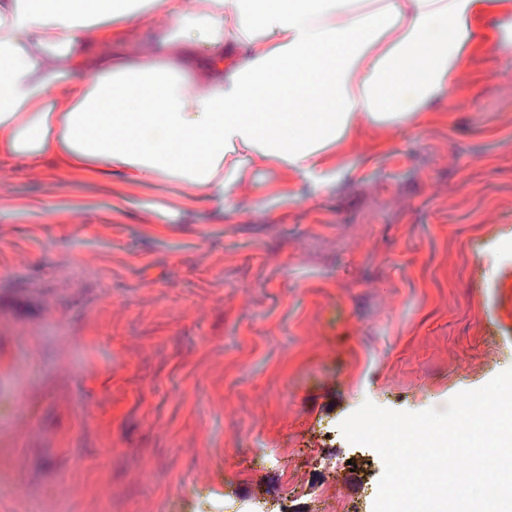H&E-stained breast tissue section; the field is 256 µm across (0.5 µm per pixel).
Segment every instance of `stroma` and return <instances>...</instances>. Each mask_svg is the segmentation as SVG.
<instances>
[{
  "mask_svg": "<svg viewBox=\"0 0 512 512\" xmlns=\"http://www.w3.org/2000/svg\"><path fill=\"white\" fill-rule=\"evenodd\" d=\"M511 82L485 56L447 116L212 201L0 158V512H224L269 497L264 451L304 472L364 402L512 369ZM382 471L365 448L315 512H372Z\"/></svg>",
  "mask_w": 512,
  "mask_h": 512,
  "instance_id": "1",
  "label": "stroma"
}]
</instances>
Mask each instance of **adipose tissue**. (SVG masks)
<instances>
[{
    "mask_svg": "<svg viewBox=\"0 0 512 512\" xmlns=\"http://www.w3.org/2000/svg\"><path fill=\"white\" fill-rule=\"evenodd\" d=\"M128 2L0 0L1 158L209 200L422 124L478 59L512 51V0H150L169 28L115 56Z\"/></svg>",
    "mask_w": 512,
    "mask_h": 512,
    "instance_id": "obj_1",
    "label": "adipose tissue"
}]
</instances>
